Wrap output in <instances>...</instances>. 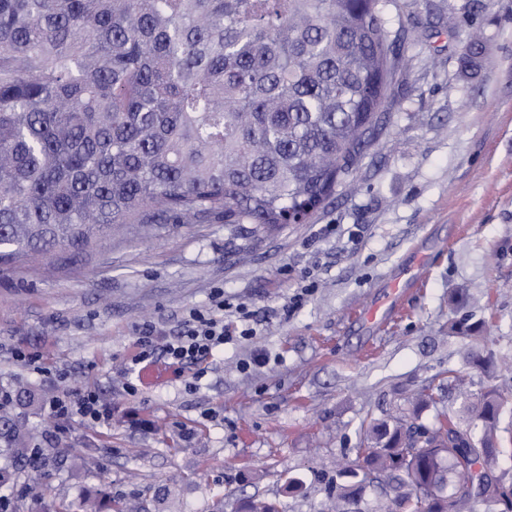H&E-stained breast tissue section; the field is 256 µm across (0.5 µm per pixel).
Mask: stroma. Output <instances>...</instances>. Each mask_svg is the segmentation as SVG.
<instances>
[{"label": "stroma", "mask_w": 512, "mask_h": 512, "mask_svg": "<svg viewBox=\"0 0 512 512\" xmlns=\"http://www.w3.org/2000/svg\"><path fill=\"white\" fill-rule=\"evenodd\" d=\"M452 8L454 32L427 25ZM390 12L425 25L402 45L396 102L348 174L356 192L337 187L306 223L275 231L159 224L149 238L108 235L0 267L6 512H82L92 498L101 512H238L253 497L320 512L364 425L412 393L430 389L457 409L454 371L472 405L489 389L512 394V0H428L416 11L396 0ZM395 280L400 310L365 319ZM216 288L231 305L225 321L245 306L255 336L225 345L195 389L170 370L124 393L137 326L176 335ZM477 322L485 331L466 332ZM17 349L65 371L73 388L99 389L111 427L59 430L46 407L53 387L12 360ZM257 349L261 367L250 362ZM35 449L36 486L19 458Z\"/></svg>", "instance_id": "stroma-1"}]
</instances>
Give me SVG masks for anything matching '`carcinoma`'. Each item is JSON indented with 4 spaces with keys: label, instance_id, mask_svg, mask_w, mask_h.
I'll list each match as a JSON object with an SVG mask.
<instances>
[{
    "label": "carcinoma",
    "instance_id": "1",
    "mask_svg": "<svg viewBox=\"0 0 512 512\" xmlns=\"http://www.w3.org/2000/svg\"><path fill=\"white\" fill-rule=\"evenodd\" d=\"M393 0H0V265L106 230L256 224L322 208L395 104ZM481 429L440 410L365 429L322 512H512Z\"/></svg>",
    "mask_w": 512,
    "mask_h": 512
}]
</instances>
